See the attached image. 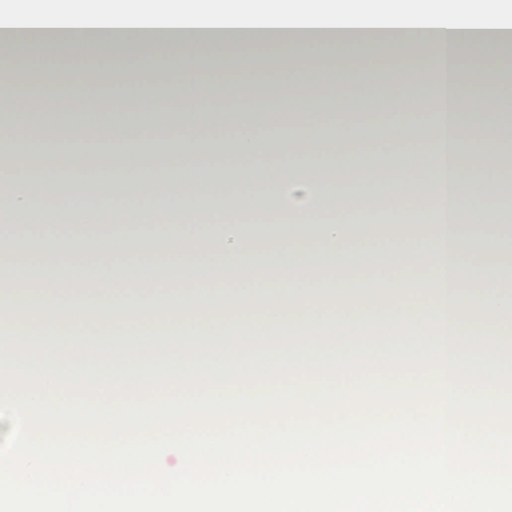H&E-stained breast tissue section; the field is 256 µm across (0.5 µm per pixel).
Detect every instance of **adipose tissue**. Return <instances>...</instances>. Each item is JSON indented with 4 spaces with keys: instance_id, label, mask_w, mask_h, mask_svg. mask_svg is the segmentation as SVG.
<instances>
[{
    "instance_id": "obj_1",
    "label": "adipose tissue",
    "mask_w": 512,
    "mask_h": 512,
    "mask_svg": "<svg viewBox=\"0 0 512 512\" xmlns=\"http://www.w3.org/2000/svg\"><path fill=\"white\" fill-rule=\"evenodd\" d=\"M35 0L0 9V101L28 115L35 145L22 178L0 206L20 226L69 231L43 241L31 261L23 239H0V284L22 285L37 311H0V363H19L16 341L42 331V362H61L57 328L93 313L116 322L143 317L140 329L86 341L79 362L224 357L323 349L369 354L350 334L386 336L392 357L444 348L467 359L512 354V289L503 287L512 252L499 230L512 200L490 205L497 143L512 140L511 96H473L486 83V57L512 48V16L502 0ZM361 41L388 46L422 67L371 80L370 60L353 59ZM275 44L252 68L285 70L275 94L227 79L216 60L233 49ZM54 54H131L113 69L114 108L94 113L92 99L62 97L63 82L37 75L22 96L17 62L35 49ZM388 113L383 124L342 121L337 110ZM166 113L174 137L151 136ZM224 131V162L207 148ZM149 164L145 192L137 176ZM268 173V189L244 192L242 172ZM96 173L94 182L74 170ZM287 193H280V183ZM384 196L380 223L349 224L365 190ZM103 205L86 208L87 195ZM332 197L336 220L296 226L289 217L318 211ZM220 201L225 213L257 211L258 224H163L160 209ZM487 227L473 236L472 225ZM396 272L389 287H367V272ZM296 311L299 325L288 324ZM221 319L240 331L234 345L206 326ZM169 338L147 349L145 337Z\"/></svg>"
}]
</instances>
